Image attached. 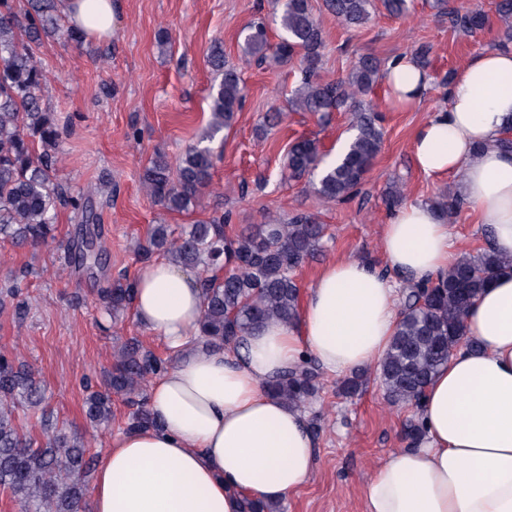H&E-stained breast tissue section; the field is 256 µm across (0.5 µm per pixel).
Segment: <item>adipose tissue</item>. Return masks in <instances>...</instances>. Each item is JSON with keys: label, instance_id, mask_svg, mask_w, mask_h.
Returning <instances> with one entry per match:
<instances>
[{"label": "adipose tissue", "instance_id": "adipose-tissue-1", "mask_svg": "<svg viewBox=\"0 0 512 512\" xmlns=\"http://www.w3.org/2000/svg\"><path fill=\"white\" fill-rule=\"evenodd\" d=\"M87 38L115 34L122 0H60ZM391 101H422L431 76L413 58L389 64ZM512 126V50L481 52L457 70L447 107L416 128L412 151L427 177L455 179L488 225V246L512 256V153L498 141ZM481 154H474V146ZM389 266L340 259L317 273L298 322L268 324L236 351L199 334L198 276L163 260L137 278L133 313L175 358L151 384L156 427L116 434L94 480L92 512H241L243 499L281 502L307 481L318 439L306 411L269 381L314 359L337 378L373 365L397 324L396 275L435 280L455 261L451 235L423 202L384 225ZM458 345L418 405L423 436L389 455L364 488V512H512V269L499 271L473 302Z\"/></svg>", "mask_w": 512, "mask_h": 512}]
</instances>
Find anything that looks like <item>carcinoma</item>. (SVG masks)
<instances>
[{
  "mask_svg": "<svg viewBox=\"0 0 512 512\" xmlns=\"http://www.w3.org/2000/svg\"><path fill=\"white\" fill-rule=\"evenodd\" d=\"M325 9L348 28L371 22L375 0H323ZM434 7L448 14L452 26L465 35L486 28L489 17L475 3L460 8L448 0ZM500 23L495 46L512 45V0H497ZM271 25L282 31L280 41H268ZM243 54L265 60L299 58L298 80L288 105L299 112H350L353 136L334 164L325 160L316 139L303 138L288 150V178L309 179L311 189L327 203L354 196L380 150L381 117L363 101L382 76V63L371 53L361 55L343 78L320 77L323 33L311 0H272V10L259 14L246 27ZM80 45L83 33L59 24L52 0H31L21 14L15 0H0V239L16 246L37 248L56 241L60 207L80 214L79 223L96 224L91 198L66 194L57 167L60 139L57 116L43 109L36 92L44 75L30 44L41 38ZM209 63L223 74L210 94L208 130L201 140L170 159L157 153L143 169L142 185L159 205L173 212L198 206L210 186L214 167L211 147L202 145L231 127L239 111L244 87L238 69L228 64L215 45ZM462 201L443 193L432 202L441 219L454 221ZM326 227L313 214L296 213L286 220L269 214L258 224L237 233L226 230L222 216L199 220L176 231L155 224L138 254L139 261L162 257L196 273L204 290L200 335L207 344L235 350L246 337L271 322L294 324L300 317L301 293L296 271L319 251ZM69 262L78 268H104L108 252L96 235L80 232L66 243ZM512 266L490 248L461 254L435 281L407 288L399 310L396 336L389 351L376 363L387 402L418 406L432 376L465 339L464 318L475 297L500 268ZM29 274L25 267L11 273L0 288V307L12 305L25 315L28 302L20 297L18 282ZM136 279L122 272L101 289L100 299L112 315L133 308ZM173 366L132 338L103 372L100 388L85 400V417L96 426L112 424V394L125 396L130 409L126 429L157 426L148 406L150 379ZM364 383L355 374L338 385V394L352 397ZM323 386L321 368L312 360L284 371L269 383V391L290 406L304 408ZM37 414L38 434L19 423V411ZM96 455L83 437L67 430L45 405V394L34 367L0 354V490L18 502L21 512H86V496Z\"/></svg>",
  "mask_w": 512,
  "mask_h": 512,
  "instance_id": "carcinoma-1",
  "label": "carcinoma"
}]
</instances>
